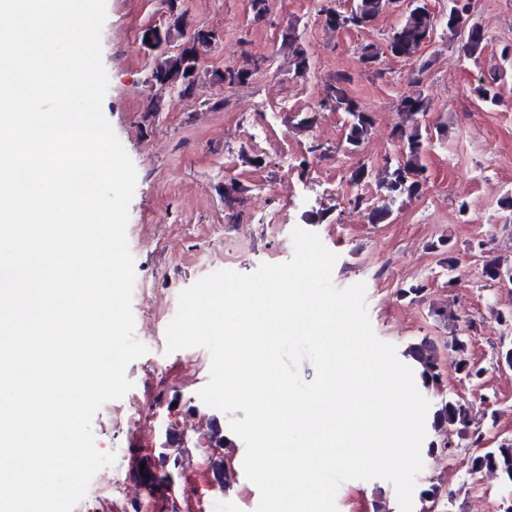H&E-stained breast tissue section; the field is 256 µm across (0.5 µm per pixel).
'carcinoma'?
I'll return each instance as SVG.
<instances>
[{
    "label": "carcinoma",
    "mask_w": 512,
    "mask_h": 512,
    "mask_svg": "<svg viewBox=\"0 0 512 512\" xmlns=\"http://www.w3.org/2000/svg\"><path fill=\"white\" fill-rule=\"evenodd\" d=\"M388 7V0H355L353 9L340 10L325 7V24L336 30L364 29ZM444 27L453 36L460 30L472 31L471 40L466 45H459L463 56L478 60L487 46V37L482 28L471 22V0H448V13ZM437 27L428 17L408 14L406 18L392 27L385 35L387 51L394 57L409 58L418 47L431 38ZM360 61L373 69L374 75L381 77L384 72L375 67L380 56L379 48L374 43L363 44L358 48ZM184 60L179 57L169 68L157 69L156 82L162 86L169 84L177 75H185ZM352 83L350 75L338 73L332 77L326 89L322 106L346 115L343 144L345 149L354 151L359 148L369 135L374 119L371 114L360 109L349 95L347 88ZM500 78L493 74L490 80L474 88V92L485 103L497 105L501 95ZM399 112L414 122L411 131L400 127L396 131L398 150L395 158L386 162L385 175L379 184L382 204L370 209L369 223L384 224L393 213V207L404 199L419 195L427 183L426 166L422 163L429 146L430 134L422 133L419 118L426 117L431 110V102L422 92L403 95L398 103ZM405 356L413 361L425 389H437L441 385L438 367V346L430 338H423L411 344L405 350ZM434 430L456 427L458 432L470 437L471 445L482 444L483 434L466 403L451 398H442L436 404L432 417ZM472 471L497 473L503 485L512 487V442L504 441L495 448H489L472 459ZM440 485L431 481L422 489L420 499L421 512H432L434 504L440 499Z\"/></svg>",
    "instance_id": "obj_1"
}]
</instances>
